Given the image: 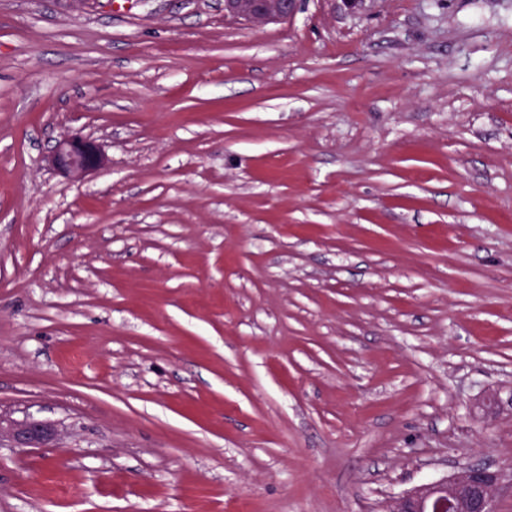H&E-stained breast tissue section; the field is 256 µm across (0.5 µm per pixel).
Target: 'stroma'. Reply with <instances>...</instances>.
Returning a JSON list of instances; mask_svg holds the SVG:
<instances>
[{
  "instance_id": "1",
  "label": "stroma",
  "mask_w": 512,
  "mask_h": 512,
  "mask_svg": "<svg viewBox=\"0 0 512 512\" xmlns=\"http://www.w3.org/2000/svg\"><path fill=\"white\" fill-rule=\"evenodd\" d=\"M0 416V512L512 470V0H0ZM298 0H224V13L255 26L287 19L296 11ZM46 165L64 177L80 181L108 162L105 153L89 138L64 137L45 157ZM58 436V432L50 425L30 421L25 424H9L4 426L0 417V446L7 442L10 446H29L45 443Z\"/></svg>"
}]
</instances>
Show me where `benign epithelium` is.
I'll list each match as a JSON object with an SVG mask.
<instances>
[{
	"instance_id": "7a95c632",
	"label": "benign epithelium",
	"mask_w": 512,
	"mask_h": 512,
	"mask_svg": "<svg viewBox=\"0 0 512 512\" xmlns=\"http://www.w3.org/2000/svg\"><path fill=\"white\" fill-rule=\"evenodd\" d=\"M298 0H224V13L255 26L287 19ZM108 162L105 153L89 138L64 137L45 157L46 165L64 177L80 181ZM58 436L50 425L30 421L4 424L0 420V446H29ZM512 490V474L485 465L464 464L452 474L431 480L392 497L386 512H494L504 489Z\"/></svg>"
}]
</instances>
